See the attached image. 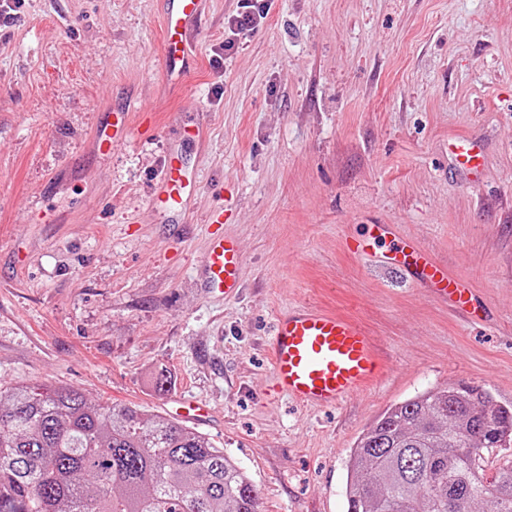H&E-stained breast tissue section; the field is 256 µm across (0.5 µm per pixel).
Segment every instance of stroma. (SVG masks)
Segmentation results:
<instances>
[{"label": "stroma", "instance_id": "1", "mask_svg": "<svg viewBox=\"0 0 512 512\" xmlns=\"http://www.w3.org/2000/svg\"><path fill=\"white\" fill-rule=\"evenodd\" d=\"M209 0L196 64L163 78L162 0H24L0 31V385L135 403L222 446L262 512H347L350 452L391 404L442 386L512 407V0ZM232 49H225V42ZM127 113L126 143L96 145ZM206 113L174 143L171 114ZM479 144L476 176L453 139ZM199 189L150 212L170 146ZM389 224L471 288L480 321L346 248ZM237 238L242 288L204 289L211 234ZM298 304L371 336L382 372L342 406L272 393L276 316ZM169 392L155 389L159 373ZM242 8L244 9L231 21V25L242 33L254 28L257 19H261L268 9V1L266 0H243Z\"/></svg>", "mask_w": 512, "mask_h": 512}]
</instances>
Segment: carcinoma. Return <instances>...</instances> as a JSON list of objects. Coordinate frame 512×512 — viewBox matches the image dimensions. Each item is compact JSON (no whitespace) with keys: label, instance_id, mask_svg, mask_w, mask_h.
Wrapping results in <instances>:
<instances>
[{"label":"carcinoma","instance_id":"1","mask_svg":"<svg viewBox=\"0 0 512 512\" xmlns=\"http://www.w3.org/2000/svg\"><path fill=\"white\" fill-rule=\"evenodd\" d=\"M0 407V512H260L240 466L205 435L136 405L66 386L16 383ZM512 408L443 387L382 412L351 450L347 512H512Z\"/></svg>","mask_w":512,"mask_h":512}]
</instances>
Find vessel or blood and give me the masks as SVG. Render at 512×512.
I'll return each instance as SVG.
<instances>
[{"label":"vessel or blood","instance_id":"obj_1","mask_svg":"<svg viewBox=\"0 0 512 512\" xmlns=\"http://www.w3.org/2000/svg\"><path fill=\"white\" fill-rule=\"evenodd\" d=\"M207 0H164V78L179 84L193 57L189 35L200 23ZM198 180L170 151L156 183L151 209L180 216L195 195ZM388 266L413 267L415 277L435 298L457 308L472 300L468 288L451 280L446 269L411 243L385 255ZM243 255L233 236H212L201 259L207 288L232 296L241 286ZM273 390L307 407L344 404L379 375L375 346L353 320L317 308L300 307L276 321L271 344Z\"/></svg>","mask_w":512,"mask_h":512}]
</instances>
